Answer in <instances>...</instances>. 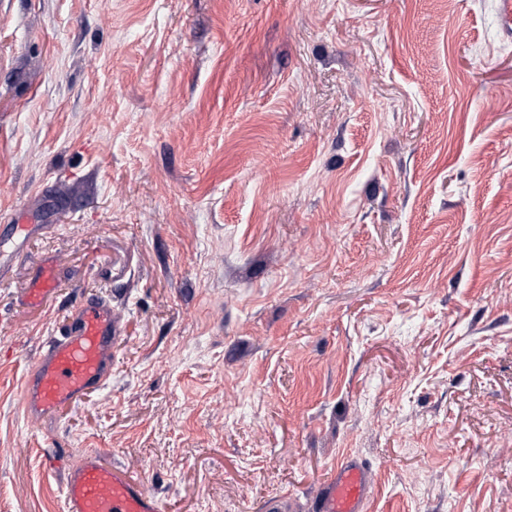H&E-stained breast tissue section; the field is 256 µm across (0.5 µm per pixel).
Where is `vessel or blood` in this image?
<instances>
[{"label": "vessel or blood", "instance_id": "vessel-or-blood-1", "mask_svg": "<svg viewBox=\"0 0 512 512\" xmlns=\"http://www.w3.org/2000/svg\"><path fill=\"white\" fill-rule=\"evenodd\" d=\"M45 230L20 216L0 226V281L7 277L6 264L23 260L26 242ZM57 293V267L46 259L37 264L16 303L34 308ZM122 334L111 296L85 294L26 369L24 412L49 423L78 399L102 389L112 376V350ZM47 463L62 478V512H164L161 497L101 451L88 448L64 463L51 456ZM371 492L370 470L357 459L341 458L316 494L312 512H367Z\"/></svg>", "mask_w": 512, "mask_h": 512}]
</instances>
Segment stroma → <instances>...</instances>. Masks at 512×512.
Masks as SVG:
<instances>
[{
    "label": "stroma",
    "mask_w": 512,
    "mask_h": 512,
    "mask_svg": "<svg viewBox=\"0 0 512 512\" xmlns=\"http://www.w3.org/2000/svg\"><path fill=\"white\" fill-rule=\"evenodd\" d=\"M501 2L0 0V224L51 227L0 284V512H60L52 446L165 512H309L345 453L369 512H512ZM83 292L125 334L50 425L21 379ZM58 293V272L56 264L50 259L39 262L25 288L16 296L20 307L34 308L42 305Z\"/></svg>",
    "instance_id": "35a3bbf8"
}]
</instances>
